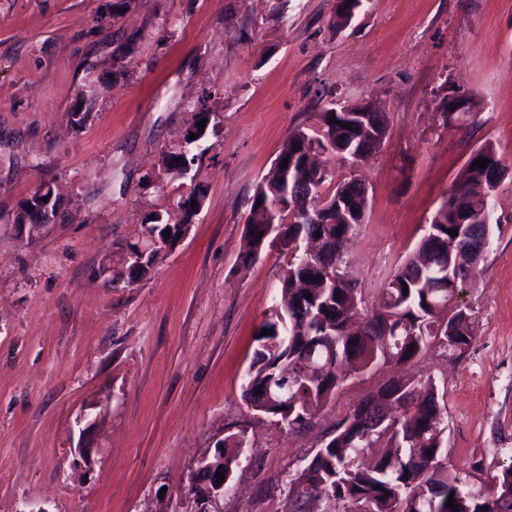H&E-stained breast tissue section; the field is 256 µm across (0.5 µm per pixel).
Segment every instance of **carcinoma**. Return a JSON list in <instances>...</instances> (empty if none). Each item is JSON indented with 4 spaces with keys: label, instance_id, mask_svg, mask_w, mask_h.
<instances>
[{
    "label": "carcinoma",
    "instance_id": "cac0c4a2",
    "mask_svg": "<svg viewBox=\"0 0 512 512\" xmlns=\"http://www.w3.org/2000/svg\"><path fill=\"white\" fill-rule=\"evenodd\" d=\"M360 112L319 113L313 131L291 132L279 158H289V181L277 175L263 177L251 198L244 229L245 262L258 258L269 245L259 233L268 209L280 211L285 241L280 248L291 261L280 279L278 296L260 329L248 367L242 398L254 411L266 414L291 431L311 425V411L328 402L351 372L372 371L389 363L413 364L432 347L448 349L462 357L475 336V320L468 309L453 300L458 288L481 273L474 251L480 239L492 243L497 191L489 174H508L496 149L486 144L472 154L454 190L470 196L468 220L459 223L453 208H439L412 257L398 265L382 293L378 311L364 308L362 289L349 277L344 244L358 224L350 210L352 179L335 181L332 168L317 172L308 167L307 150L323 148L343 135L344 156L357 152L364 142L359 130ZM334 122H329V119ZM349 124L343 128L339 123ZM487 159L485 169L473 163ZM311 185L304 219L297 216L295 188ZM332 192L324 190L325 185ZM179 196L172 215L151 214L142 231L170 239L178 225L190 224L194 214ZM457 230L453 237L447 230ZM323 236L328 250L312 257L299 251L298 242ZM408 293H403V288ZM311 295L307 299L304 294ZM445 394L410 376L394 375L336 423L333 436L308 463V485L290 481L288 512H301L302 503L318 498L334 505L333 512H512V466L492 477L486 493L466 490L448 470L445 453ZM224 437V468L236 469L241 456L240 437ZM454 506H446L448 497Z\"/></svg>",
    "mask_w": 512,
    "mask_h": 512
}]
</instances>
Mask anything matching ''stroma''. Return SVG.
Returning a JSON list of instances; mask_svg holds the SVG:
<instances>
[{
    "mask_svg": "<svg viewBox=\"0 0 512 512\" xmlns=\"http://www.w3.org/2000/svg\"><path fill=\"white\" fill-rule=\"evenodd\" d=\"M0 0V512H190L191 472L215 439L248 446L221 512H288V483L396 372L445 393L448 467L487 489L512 465V182L499 231L459 305L466 353L353 375L309 428L283 429L241 393L288 252L242 264L256 185L290 132L330 100L386 112L382 148L337 178L371 197L348 262L367 307L416 248L471 153L512 165V0ZM99 85L92 118L71 114ZM477 109L443 123L448 92ZM209 152L158 185L201 108ZM61 217L33 242L12 224L37 185ZM205 194L189 236L136 283L102 260L147 212Z\"/></svg>",
    "mask_w": 512,
    "mask_h": 512,
    "instance_id": "obj_1",
    "label": "stroma"
}]
</instances>
